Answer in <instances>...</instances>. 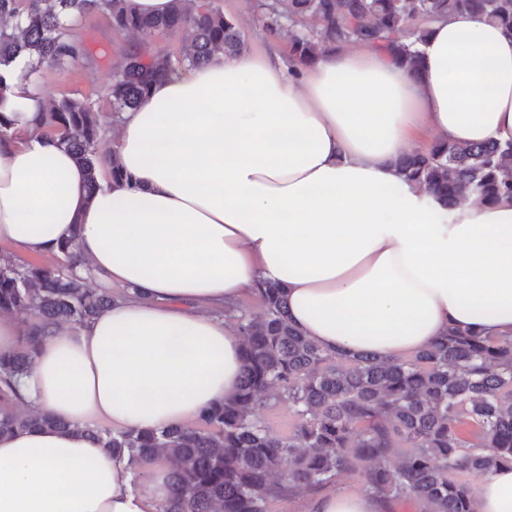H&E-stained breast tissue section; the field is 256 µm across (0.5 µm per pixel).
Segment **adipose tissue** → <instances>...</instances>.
<instances>
[{
	"label": "adipose tissue",
	"instance_id": "1",
	"mask_svg": "<svg viewBox=\"0 0 512 512\" xmlns=\"http://www.w3.org/2000/svg\"><path fill=\"white\" fill-rule=\"evenodd\" d=\"M416 75L369 46L299 77L277 52L178 68L122 113L121 181L88 195L58 138L22 113L0 138V243L130 289L93 319L50 328L18 384L69 429L0 437V512H157L171 468L144 476L90 429L195 422L239 388L243 343L226 314L260 284L327 353L396 360L448 328L512 337V200L443 208L396 158L426 133L512 141V31L461 13L432 23ZM476 512H512V466L475 480ZM361 491L308 512H382Z\"/></svg>",
	"mask_w": 512,
	"mask_h": 512
}]
</instances>
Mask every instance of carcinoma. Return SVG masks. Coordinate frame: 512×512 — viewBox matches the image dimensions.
Here are the masks:
<instances>
[{
    "label": "carcinoma",
    "instance_id": "obj_1",
    "mask_svg": "<svg viewBox=\"0 0 512 512\" xmlns=\"http://www.w3.org/2000/svg\"><path fill=\"white\" fill-rule=\"evenodd\" d=\"M172 0L169 13L146 16L133 0H0V66L25 61L26 77L40 86L43 68L62 61L85 67L90 55L72 21L102 13L129 45L112 74L107 97L119 114L137 107L151 84L177 64L199 67L218 54L240 53L244 38L234 17L216 0ZM273 37H286L291 66L315 63L332 47L368 44L414 74L417 46L429 24L470 12L512 29V0H261ZM155 32L182 40L179 60L149 51ZM27 111L0 72V137L17 134ZM54 136L86 172L89 194L108 166L121 178L105 146L98 113L85 99L64 97L41 106L31 119ZM403 179L425 187L446 207L473 198L512 199V142L460 145L436 140L396 160ZM53 267L0 258V314L30 316L24 346L0 353V437L36 428L65 429L51 412L18 410L17 378L32 366L37 330L77 326L114 300L73 274L71 240L59 245ZM255 297L262 311L241 313L244 339L238 393L212 404L187 426L160 431H91L112 455L128 458L135 477L152 455L171 463L172 496L158 512H269L273 502L305 497L347 471L362 474V490L390 512H476L473 479L512 464V339L451 328L431 346L406 358L326 354L288 318L284 293L264 283ZM293 412L286 435L271 433L260 415L269 395Z\"/></svg>",
    "mask_w": 512,
    "mask_h": 512
}]
</instances>
